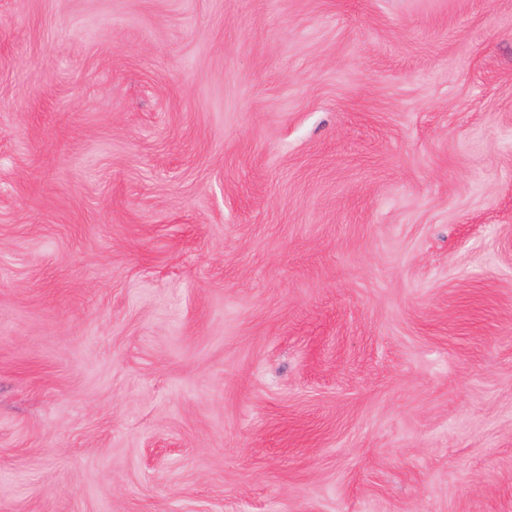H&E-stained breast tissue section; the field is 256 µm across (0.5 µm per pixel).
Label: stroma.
Segmentation results:
<instances>
[{"label":"stroma","mask_w":512,"mask_h":512,"mask_svg":"<svg viewBox=\"0 0 512 512\" xmlns=\"http://www.w3.org/2000/svg\"><path fill=\"white\" fill-rule=\"evenodd\" d=\"M0 512H512V0H0Z\"/></svg>","instance_id":"stroma-1"}]
</instances>
